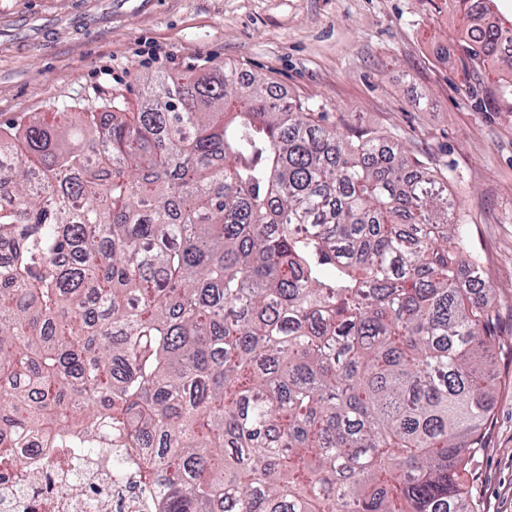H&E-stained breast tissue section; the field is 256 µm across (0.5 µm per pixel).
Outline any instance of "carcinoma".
Wrapping results in <instances>:
<instances>
[{
    "instance_id": "1",
    "label": "carcinoma",
    "mask_w": 512,
    "mask_h": 512,
    "mask_svg": "<svg viewBox=\"0 0 512 512\" xmlns=\"http://www.w3.org/2000/svg\"><path fill=\"white\" fill-rule=\"evenodd\" d=\"M143 82L0 129V452L127 448L156 512H478L495 288L448 184L234 68Z\"/></svg>"
}]
</instances>
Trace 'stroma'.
<instances>
[{
  "label": "stroma",
  "mask_w": 512,
  "mask_h": 512,
  "mask_svg": "<svg viewBox=\"0 0 512 512\" xmlns=\"http://www.w3.org/2000/svg\"><path fill=\"white\" fill-rule=\"evenodd\" d=\"M447 0H0V126L89 97H140L139 75L261 76L282 98L374 128L448 180L466 261L496 288L498 380L467 486L512 512V98L500 63L464 64Z\"/></svg>",
  "instance_id": "35a3bbf8"
}]
</instances>
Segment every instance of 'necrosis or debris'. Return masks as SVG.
Listing matches in <instances>:
<instances>
[{
	"label": "necrosis or debris",
	"mask_w": 512,
	"mask_h": 512,
	"mask_svg": "<svg viewBox=\"0 0 512 512\" xmlns=\"http://www.w3.org/2000/svg\"><path fill=\"white\" fill-rule=\"evenodd\" d=\"M0 512H154L120 448H35L0 461Z\"/></svg>",
	"instance_id": "obj_1"
}]
</instances>
